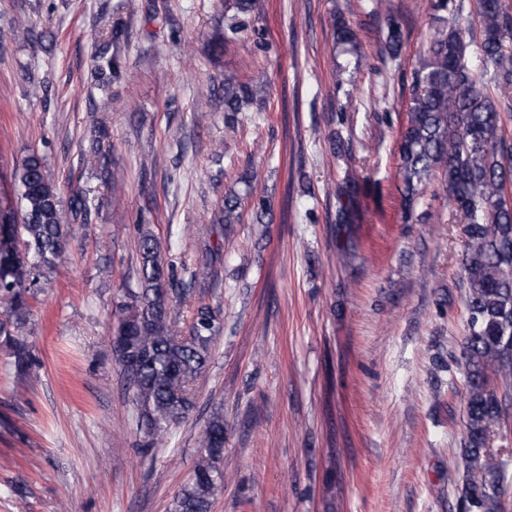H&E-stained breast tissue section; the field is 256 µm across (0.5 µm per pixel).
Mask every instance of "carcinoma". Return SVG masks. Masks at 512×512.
I'll return each mask as SVG.
<instances>
[{"label": "carcinoma", "mask_w": 512, "mask_h": 512, "mask_svg": "<svg viewBox=\"0 0 512 512\" xmlns=\"http://www.w3.org/2000/svg\"><path fill=\"white\" fill-rule=\"evenodd\" d=\"M257 0H224V13L234 23L213 44L219 55L249 27ZM479 37L469 29L443 25L431 41L426 59L415 70L405 124L400 133V196L411 218L426 183L440 178L448 201L466 224L462 281L467 312L462 365L467 385V435L461 454L466 464L461 494L466 512H503L501 497L509 460L495 459L491 437L505 418L498 389H512V210L498 204L505 185L512 183V145L505 127L512 120V14L495 0H476ZM334 39L359 47L357 33L341 18L332 19ZM128 37L126 24L112 23L94 37V73L123 75V61L112 46ZM476 45L485 69L472 72L465 65ZM402 29L389 18L385 53L400 57ZM253 100L251 87L233 74L224 75V130L236 131L239 114ZM105 126L96 130V147L83 162L97 165L110 182L112 208L121 207L125 187L111 176L101 152ZM0 181L10 182L16 195L0 194V346L16 370L34 364L22 328L30 314L29 299L46 271L67 258L70 225L65 223L60 192L45 170L43 157L31 151ZM242 182L253 199L256 216L267 211L257 194L254 176ZM358 179L346 175L335 186L336 223L360 220ZM95 189L79 188L69 198L71 221L88 223ZM243 197L234 190L224 195L216 224L242 221ZM138 288L128 289L116 304L112 347L138 407L149 445L163 439L185 418L192 405V385L206 369L212 346L221 331L219 312L200 304L185 329L178 327L174 305L192 297L179 287L173 266L146 224L138 236ZM216 259L190 275L189 285L215 276ZM204 448L187 484L173 501V512H209L211 499L224 480L218 463L224 451V416L214 414L200 429Z\"/></svg>", "instance_id": "cac0c4a2"}]
</instances>
